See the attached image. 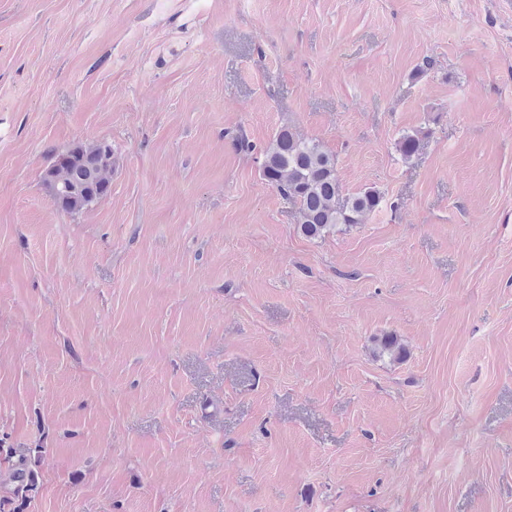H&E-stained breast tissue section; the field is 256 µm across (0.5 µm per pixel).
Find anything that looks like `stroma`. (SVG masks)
<instances>
[{"mask_svg": "<svg viewBox=\"0 0 512 512\" xmlns=\"http://www.w3.org/2000/svg\"><path fill=\"white\" fill-rule=\"evenodd\" d=\"M285 126L381 207L304 236ZM0 440L23 512H512V0H0ZM107 149L112 156V146L105 142L80 144L54 157L51 164L63 154L70 159L68 165L54 172L55 176L47 174L49 166L42 177L45 193L57 208L69 214L87 209L95 201H88L84 195L85 190L96 192L99 199L107 196L112 179V160L110 166L102 162ZM62 185L67 190L60 194L58 189ZM12 473L11 479L18 483L17 497L4 496L0 498V512H22L23 496L19 499V489L22 492H32L35 489L34 473L29 468L28 458L24 455H19L18 459L11 464ZM20 503H16L19 502Z\"/></svg>", "mask_w": 512, "mask_h": 512, "instance_id": "35a3bbf8", "label": "stroma"}]
</instances>
